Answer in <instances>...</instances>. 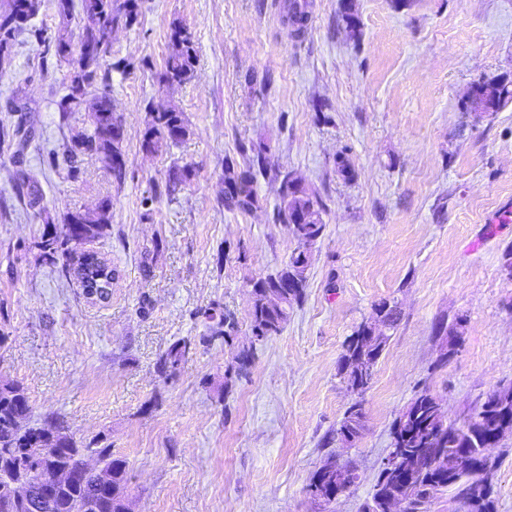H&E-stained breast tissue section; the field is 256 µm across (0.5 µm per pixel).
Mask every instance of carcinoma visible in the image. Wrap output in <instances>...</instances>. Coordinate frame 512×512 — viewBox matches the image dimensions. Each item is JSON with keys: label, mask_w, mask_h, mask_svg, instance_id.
Instances as JSON below:
<instances>
[{"label": "carcinoma", "mask_w": 512, "mask_h": 512, "mask_svg": "<svg viewBox=\"0 0 512 512\" xmlns=\"http://www.w3.org/2000/svg\"><path fill=\"white\" fill-rule=\"evenodd\" d=\"M83 29L79 42L78 59H73L74 48L63 35L56 38V55L62 62L84 61L82 49L103 40L106 30L114 25L130 26L136 19L138 0H80ZM41 0H8L7 8L0 14V30L8 20L18 14L28 22L39 13ZM23 30L18 23L0 37V69L12 62L16 37ZM196 54L191 37L179 26L174 27L170 37L169 53L166 59L164 80L181 84L188 80L195 68ZM81 84L68 85L63 97L61 110L78 112L86 102L91 88L100 75L102 61L93 59ZM512 100V81L505 79L483 80L477 83V94L470 103L480 101L486 105V112H495ZM188 132V121L184 113L169 110L150 113V120L143 136L142 147L152 153L178 144ZM123 137L120 122L112 112L109 97L95 99L88 109V128L77 139L71 141L68 152L71 156L92 151L113 177L120 182L125 177L124 164L114 161L121 154L119 144ZM266 175L264 150L254 151L249 164L241 169L228 159L224 166V205L229 209L250 210L258 203L256 183ZM274 178L284 187L280 211L284 224L297 242L285 267L252 280L250 298L251 341L248 345L238 344L239 321L236 314L209 308L201 312L205 332L199 338H181L175 341L156 362V370L163 378L174 374L181 362L197 346H207L216 341L235 350L233 361L224 370V392H229L242 375V368L251 363L257 345L272 336L279 335L288 322L294 306L305 294L306 270L309 265V248L322 237L325 224L320 218L317 200L289 172H277ZM111 202L103 201L96 210L74 212L67 216L61 231H47L42 234L36 247L42 260L52 266L60 265L62 277L74 278L80 287L91 286L95 278L108 279L114 268L107 263L85 262L81 274L74 275L76 254L83 246L101 238L110 223ZM375 312L389 329L400 319L397 304L384 301L375 307ZM388 342V336L369 338L366 325H360L344 342L339 369L347 386L358 382L353 365L366 357L377 364ZM503 399L496 400L493 394L486 399L468 422L460 427L448 423L445 413L436 407V397L427 391L418 394L393 423L392 437L396 448L404 449V461L389 475L377 474L370 499L363 505L362 512H387L389 500L400 494L416 505L424 499H438L446 492L453 498L468 501L465 512H497L492 498L493 484L468 495L465 489L471 483V469L465 465L448 467L433 465V456L441 455L448 460L465 458L470 464L481 468L494 469L489 449L494 447L492 439L502 431L504 421H509L512 434V389L502 393ZM31 405L25 389L16 381L0 380V461L6 459L24 470H40L36 477L47 471L45 457L52 458V464L64 466L73 472V481L55 491L37 512H125L126 503L122 496L108 494L98 487L97 477L91 470L81 467L83 452L90 451L112 472V483L124 490L127 488L126 461L115 457L108 447L80 445L62 431L47 435L37 426L20 427L21 420L29 419ZM363 418L362 404H352L344 413L336 436L340 441L355 438L359 434ZM327 471H316L309 487L326 496L336 490L343 492L357 482V469L345 470L347 478L341 487H336V463L329 459L324 463Z\"/></svg>", "instance_id": "cac0c4a2"}]
</instances>
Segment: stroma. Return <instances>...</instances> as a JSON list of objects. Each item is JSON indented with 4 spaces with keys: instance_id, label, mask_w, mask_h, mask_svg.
I'll return each instance as SVG.
<instances>
[{
    "instance_id": "35a3bbf8",
    "label": "stroma",
    "mask_w": 512,
    "mask_h": 512,
    "mask_svg": "<svg viewBox=\"0 0 512 512\" xmlns=\"http://www.w3.org/2000/svg\"><path fill=\"white\" fill-rule=\"evenodd\" d=\"M278 2L139 0L135 25L113 27L91 94L108 96L122 125L120 182L97 157L66 151L87 114L60 112L68 66L45 44L79 41L80 8L63 18L43 0L0 71V127L32 134L23 154L0 148V378L25 388L31 425L57 419L126 460L133 512H318L307 487L331 452L359 474L332 510L360 512L419 391L460 424L512 386V101L479 119L464 105L479 80L512 77V0H310L300 38ZM176 23L192 34L196 67L171 86ZM171 108L188 135L147 153L150 113ZM259 147L271 173L258 202L228 209L224 161L245 164ZM176 167L192 176L173 189ZM276 170L301 178L325 226L303 301L231 393L220 342L160 377L159 356L204 333L196 310H234L249 340L251 280L296 247L277 217ZM105 199L110 226L93 248L118 277L101 303L36 243ZM385 299L401 318L355 395L338 371L343 344ZM460 320L463 341L442 357L436 331ZM355 401L364 429L345 448L333 437ZM490 455L497 512H512V435Z\"/></svg>"
}]
</instances>
